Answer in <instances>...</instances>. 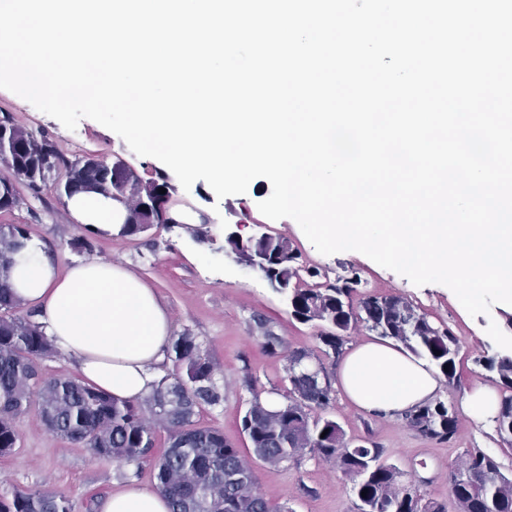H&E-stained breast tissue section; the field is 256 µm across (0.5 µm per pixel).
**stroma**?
I'll return each mask as SVG.
<instances>
[{"label": "stroma", "mask_w": 512, "mask_h": 512, "mask_svg": "<svg viewBox=\"0 0 512 512\" xmlns=\"http://www.w3.org/2000/svg\"><path fill=\"white\" fill-rule=\"evenodd\" d=\"M3 114L35 133L47 134L67 155L92 154L107 163L121 157L145 178L171 174L163 163L136 155L121 137L92 119H81L71 131L20 96L0 89ZM270 193V182L258 178L246 194L225 201L217 199L211 187L199 180L191 189H176L170 200L172 208L195 217L194 227L159 224L135 236L109 239L87 234L73 224L53 190L46 188L36 194L25 188L21 191L23 203L11 212L0 213V225H26L30 236L40 240L61 267L89 259H111L146 281L168 309L174 334L194 336L215 369L222 398L217 404L204 406L198 422L219 429L243 449L248 439L240 420L253 390L285 393L286 351L304 348L316 352L321 348L313 330L289 315L282 298L261 272L241 269L224 257L226 203L243 202L255 210ZM253 218V223L243 228V236L262 231L287 237L300 251L304 264L319 267L333 278L359 276V292L402 295L433 321L449 327L460 341L462 360L455 383L444 385L440 394L449 406H458L466 392L493 384L483 359L504 351L512 353V326L507 323L511 307L498 303L489 313L470 315L444 285H414L355 251L320 254L293 219L271 220L256 210ZM258 318L270 320L282 337V354L262 352L254 329ZM328 414L340 424L347 440L370 439L382 448L389 463L402 472L416 473L419 490L444 503L447 512L455 509L448 493V467L467 453L493 454L502 472L512 475V447L498 442L490 424L458 417L454 440L441 443L410 428L405 418L369 413L341 394ZM16 431L19 440L15 450L0 456V490L52 491L69 499L72 512H102L107 497L124 483L134 481L148 489L154 485L150 464L93 457L83 445L54 437L36 411L19 417ZM251 466L260 493L285 512H357L349 482L334 466L311 455L275 467L255 459Z\"/></svg>", "instance_id": "1"}]
</instances>
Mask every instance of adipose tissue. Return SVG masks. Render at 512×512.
<instances>
[{
	"label": "adipose tissue",
	"mask_w": 512,
	"mask_h": 512,
	"mask_svg": "<svg viewBox=\"0 0 512 512\" xmlns=\"http://www.w3.org/2000/svg\"><path fill=\"white\" fill-rule=\"evenodd\" d=\"M74 224L108 238L124 235L127 212L98 193L66 199ZM13 291L56 350L75 361L83 381L113 397L140 400L161 379L172 322L156 293L123 264L89 260L60 270L42 243L29 239L10 272ZM336 380L359 408L400 416L431 401L441 379L427 361L376 341L352 346ZM103 512H169L157 492L128 484Z\"/></svg>",
	"instance_id": "1"
}]
</instances>
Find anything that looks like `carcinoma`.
Wrapping results in <instances>:
<instances>
[{"label":"carcinoma","instance_id":"carcinoma-1","mask_svg":"<svg viewBox=\"0 0 512 512\" xmlns=\"http://www.w3.org/2000/svg\"><path fill=\"white\" fill-rule=\"evenodd\" d=\"M0 152L11 163L8 175L0 176V212L22 204L17 183L38 190L48 182L47 171L75 194L110 195L140 182L125 165H102L91 156L69 158L52 138L38 136L7 116L0 118ZM161 187L166 193H159ZM170 191L167 182L154 181L148 192L156 204L128 216L126 235L159 224ZM27 238L22 224L0 225V455L16 447L15 419L34 407L52 434L83 444L95 457L151 461L154 490L168 499L170 512H277L258 491L243 452L219 430L195 420L199 409L218 403L221 394L214 367L190 333L178 336L168 349L176 372L140 401L115 399L78 378L41 377L38 363L55 349L33 320L34 313H21L10 282L12 257ZM241 251L262 261L260 271L285 298L288 314L311 326L323 345L318 354L306 349L288 352V394L278 407L253 393L241 420L253 455L272 466L306 453L332 464L351 482L357 512H445L443 503L422 495L414 483H404L403 473L382 459L383 450L374 442L346 441L342 427L317 411L334 401V369L350 331L358 326L427 360L450 384L457 378L460 349L454 334L401 295H360L358 278L332 280L318 268L304 266L286 238L246 239ZM305 275L319 282L302 288ZM254 329L261 334L264 351L277 354L282 340L270 322L258 318ZM326 358L331 360L329 368ZM483 366L504 389L493 423L499 441L512 446V354L489 357ZM405 420L418 433L442 443L451 441L457 429L454 409L441 400L417 408ZM159 428L167 433V446L155 456ZM448 490L457 512H512V477L502 473L488 453H471L461 464L448 467ZM0 512H72V506L54 492L13 489L0 493Z\"/></svg>","mask_w":512,"mask_h":512}]
</instances>
